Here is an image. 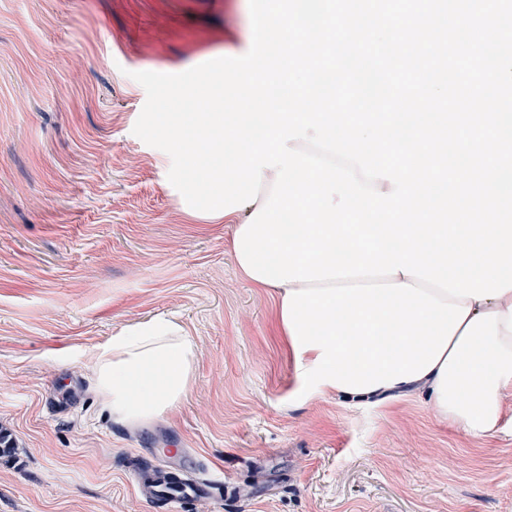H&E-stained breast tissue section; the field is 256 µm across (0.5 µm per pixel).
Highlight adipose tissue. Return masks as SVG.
I'll return each instance as SVG.
<instances>
[{
    "label": "adipose tissue",
    "mask_w": 512,
    "mask_h": 512,
    "mask_svg": "<svg viewBox=\"0 0 512 512\" xmlns=\"http://www.w3.org/2000/svg\"><path fill=\"white\" fill-rule=\"evenodd\" d=\"M469 314L437 365L418 380L366 393L387 400L425 391L439 419L474 437L497 432L512 394V290L482 301L463 298ZM194 347L184 329L158 318L120 331L95 354L91 369L113 421L134 426L178 408L193 378Z\"/></svg>",
    "instance_id": "ef3b65f1"
}]
</instances>
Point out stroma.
I'll use <instances>...</instances> for the list:
<instances>
[{
	"label": "stroma",
	"instance_id": "stroma-1",
	"mask_svg": "<svg viewBox=\"0 0 512 512\" xmlns=\"http://www.w3.org/2000/svg\"><path fill=\"white\" fill-rule=\"evenodd\" d=\"M234 0H0V512H168L135 471L223 476L186 512H512V421L475 438L426 393L302 400L278 295L237 273L133 133L134 73L244 52ZM165 315L195 347L180 406L130 428L89 364Z\"/></svg>",
	"mask_w": 512,
	"mask_h": 512
}]
</instances>
